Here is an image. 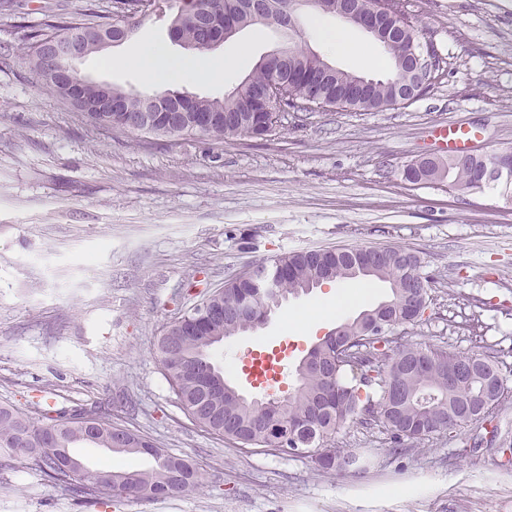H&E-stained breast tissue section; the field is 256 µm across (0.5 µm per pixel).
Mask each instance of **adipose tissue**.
<instances>
[{
	"instance_id": "ef3b65f1",
	"label": "adipose tissue",
	"mask_w": 512,
	"mask_h": 512,
	"mask_svg": "<svg viewBox=\"0 0 512 512\" xmlns=\"http://www.w3.org/2000/svg\"><path fill=\"white\" fill-rule=\"evenodd\" d=\"M247 54L246 49L221 58L196 55L178 58L160 45L144 44L128 58V67L148 83H170L190 80L209 83L235 70Z\"/></svg>"
}]
</instances>
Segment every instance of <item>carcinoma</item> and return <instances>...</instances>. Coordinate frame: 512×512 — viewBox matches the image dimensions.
<instances>
[{
  "instance_id": "1",
  "label": "carcinoma",
  "mask_w": 512,
  "mask_h": 512,
  "mask_svg": "<svg viewBox=\"0 0 512 512\" xmlns=\"http://www.w3.org/2000/svg\"><path fill=\"white\" fill-rule=\"evenodd\" d=\"M151 0H110L101 4L89 0L84 13L62 17L51 14L36 25L27 27V52L24 63L36 68L35 56L47 41L60 35H71L85 41L89 53L100 51L96 36L135 28L133 19L138 12L150 6ZM173 21L177 22L181 43L189 48L198 42L201 31L193 20L203 0H178ZM216 11L233 18L238 29L258 25L255 14L248 10V0H217ZM293 0H265L263 14L273 25L294 35L289 9ZM381 50L393 64L392 74L380 80L377 86L356 98V112H371L386 107L391 99V88L407 82L408 75L399 66L392 49ZM284 65V80L291 99L290 107L305 112L311 103L324 111L328 101L341 97L352 86L356 73L344 69L326 70L327 61L303 48L288 47ZM266 67L259 63L232 91L222 98L194 97L191 106L198 112L214 117L211 129L199 132L182 120L178 112L152 113L156 119L151 134L170 138L198 137L213 140L254 136L257 133L254 113L249 103L268 80ZM124 99L129 112L145 109L146 96L115 87ZM82 93L88 111L83 117L95 127L124 130L118 123L119 112H97L100 92L92 85L83 86ZM507 162V170L490 181L483 179L489 157L474 154L466 159L450 157L436 162L409 163L420 182L443 183L458 191H497L507 205H512V147L498 151ZM407 250L397 246L350 247L298 251L274 262L278 293L265 291L257 279L245 274L224 284V288L208 295L204 302L212 306L230 303L244 304L248 318L261 322L272 311L281 307L280 300L289 295L304 293L320 280H352L366 285L372 279L390 284V308L380 312L379 307L364 310L336 326V338L323 339L308 351L330 373L325 380L311 369H298V385L292 396L282 401L264 404L244 402L233 392L224 389V371L219 367L208 369L212 348L224 339L241 333L242 325L234 319L212 320L200 323L192 312L179 320L174 333L179 336L173 353L158 354L166 378L187 413H196L195 421L217 435H225L243 448H263L270 432L285 424L301 422L322 407L317 415L316 432L323 443H328L339 427L351 421L360 425L376 423L391 433V443H401L399 426H410L430 420L433 404L444 403L454 408L461 393L478 399L483 394L487 372H479L466 379L458 390L448 388V371L464 360V356L445 349L401 344L389 354L376 347L382 342H395V331L405 324L395 307L405 299L407 285L423 283L424 300H429L430 279L424 276L423 261L418 254L402 264L399 257ZM378 320L388 322L382 336H372V325ZM397 381L406 393V400L397 410L389 409L387 387ZM98 426L99 442L94 447L112 451L111 431L115 429L108 419H94ZM80 415H62L50 425L34 421L25 413L0 405V469L19 467L40 471L53 486H62L94 503L112 501V489L102 481L110 473L125 480L128 494L144 500H156L176 494L192 492L201 484V475L187 460L165 453L147 437L131 433L133 443L119 449L125 454H147L154 448L153 464L147 468L114 470L112 467L90 465L77 456L67 466L62 452L72 450L82 440Z\"/></svg>"
}]
</instances>
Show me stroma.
Segmentation results:
<instances>
[{
	"mask_svg": "<svg viewBox=\"0 0 512 512\" xmlns=\"http://www.w3.org/2000/svg\"><path fill=\"white\" fill-rule=\"evenodd\" d=\"M88 0H15L0 18V405L37 419L94 410L187 459L192 493L94 505L31 468L0 470V512H512V461L484 446L490 427L512 439V209L496 192L413 185L406 164L435 153V126L482 134L479 150L512 147V0H406L417 35L445 68L432 88L380 112L289 115L271 135L216 143L96 129L23 64L24 26L73 16ZM172 9L135 37L83 60L96 82L152 93L125 57L169 35ZM249 54L223 80L184 89L223 97L265 55L279 29L254 26L220 47ZM419 252L432 280L424 316L402 342L498 357L508 392L487 421L440 429L393 451L379 427L345 424L335 447L363 470L322 469L307 456L239 448L196 423L156 358L167 326L202 295L292 252L356 246ZM347 300L318 336L385 301L388 283L340 284ZM321 300L289 297L265 325L212 350L224 377L263 397L232 366L283 351L289 375L316 344L288 313Z\"/></svg>",
	"mask_w": 512,
	"mask_h": 512,
	"instance_id": "35a3bbf8",
	"label": "stroma"
}]
</instances>
